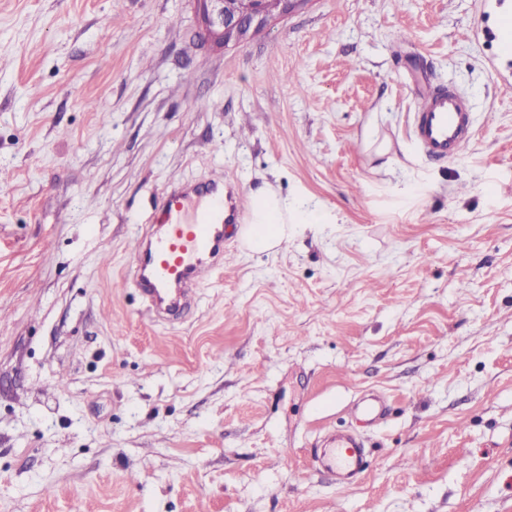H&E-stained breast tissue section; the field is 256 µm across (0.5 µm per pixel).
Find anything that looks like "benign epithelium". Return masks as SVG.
<instances>
[{"instance_id":"1","label":"benign epithelium","mask_w":512,"mask_h":512,"mask_svg":"<svg viewBox=\"0 0 512 512\" xmlns=\"http://www.w3.org/2000/svg\"><path fill=\"white\" fill-rule=\"evenodd\" d=\"M202 20V36L224 46L237 45L263 29L276 18L286 17L307 0H278L277 11L266 7V0H254L253 9L242 13L238 0H198Z\"/></svg>"}]
</instances>
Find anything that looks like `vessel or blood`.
Wrapping results in <instances>:
<instances>
[{"instance_id": "vessel-or-blood-1", "label": "vessel or blood", "mask_w": 512, "mask_h": 512, "mask_svg": "<svg viewBox=\"0 0 512 512\" xmlns=\"http://www.w3.org/2000/svg\"><path fill=\"white\" fill-rule=\"evenodd\" d=\"M411 135L429 159L459 157L476 128L469 101L449 87H430L412 114ZM235 182L216 175L208 182H176L160 205L157 228L131 243V284L150 311L172 313L188 306L210 274L224 264V227L235 223L239 209ZM319 466L337 484L356 482L365 467L366 446L350 435L315 449Z\"/></svg>"}]
</instances>
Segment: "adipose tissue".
<instances>
[{
  "mask_svg": "<svg viewBox=\"0 0 512 512\" xmlns=\"http://www.w3.org/2000/svg\"><path fill=\"white\" fill-rule=\"evenodd\" d=\"M301 215L293 202L288 201L270 184H263L250 194L248 246L255 251H272L288 239Z\"/></svg>",
  "mask_w": 512,
  "mask_h": 512,
  "instance_id": "ef3b65f1",
  "label": "adipose tissue"
}]
</instances>
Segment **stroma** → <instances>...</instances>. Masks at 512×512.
Segmentation results:
<instances>
[{"label": "stroma", "instance_id": "obj_1", "mask_svg": "<svg viewBox=\"0 0 512 512\" xmlns=\"http://www.w3.org/2000/svg\"><path fill=\"white\" fill-rule=\"evenodd\" d=\"M488 0H307L226 47L197 0H0V512H512V65ZM476 136L426 159L421 90ZM205 110H198L199 102ZM309 221L155 321L171 182ZM388 405L337 485L315 443ZM420 100L411 121L420 151L438 162L458 158L476 135L469 101L451 87H428Z\"/></svg>", "mask_w": 512, "mask_h": 512}]
</instances>
